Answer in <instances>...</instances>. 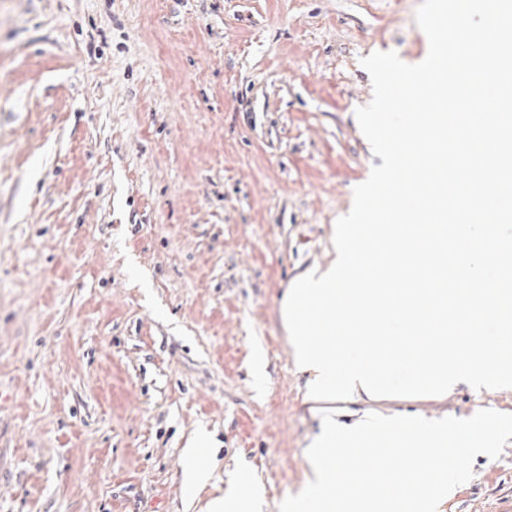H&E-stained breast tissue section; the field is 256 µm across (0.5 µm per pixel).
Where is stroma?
<instances>
[{
	"instance_id": "35a3bbf8",
	"label": "stroma",
	"mask_w": 512,
	"mask_h": 512,
	"mask_svg": "<svg viewBox=\"0 0 512 512\" xmlns=\"http://www.w3.org/2000/svg\"><path fill=\"white\" fill-rule=\"evenodd\" d=\"M419 3L0 0V512H184L193 463L202 501L243 471L260 512L301 490L318 419L280 301L382 163L360 60H424ZM503 498L512 439L443 512Z\"/></svg>"
}]
</instances>
